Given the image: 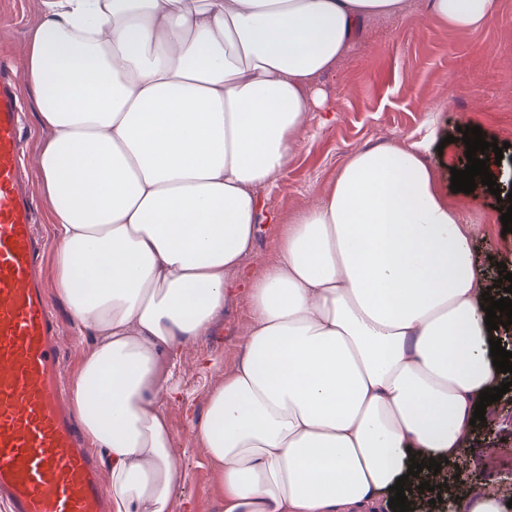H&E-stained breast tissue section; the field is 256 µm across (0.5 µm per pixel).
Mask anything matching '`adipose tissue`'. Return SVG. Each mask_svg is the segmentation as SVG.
Masks as SVG:
<instances>
[{
  "label": "adipose tissue",
  "mask_w": 512,
  "mask_h": 512,
  "mask_svg": "<svg viewBox=\"0 0 512 512\" xmlns=\"http://www.w3.org/2000/svg\"><path fill=\"white\" fill-rule=\"evenodd\" d=\"M402 0H41L20 64L40 124L60 293L94 340L70 382L105 460L112 512H170L172 436L158 364L237 289L241 355L192 429L215 512H376L411 453L470 450L497 377L473 232L423 142L349 156L330 192L243 265L311 82L359 24ZM457 29L496 0H430ZM276 225L265 224V222L256 225L252 251L244 258V264L254 273H259L265 265L278 257L279 231Z\"/></svg>",
  "instance_id": "ef3b65f1"
}]
</instances>
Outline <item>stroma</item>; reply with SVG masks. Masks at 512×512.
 Masks as SVG:
<instances>
[{
  "mask_svg": "<svg viewBox=\"0 0 512 512\" xmlns=\"http://www.w3.org/2000/svg\"><path fill=\"white\" fill-rule=\"evenodd\" d=\"M430 0H409L401 14L364 23L353 48L319 75L321 104L309 113L297 146L274 181L259 188L265 210L281 223L325 196L348 157L357 151L428 139L422 157L440 194L475 229L474 261L484 286L503 296L498 263L512 273V233H504L499 204L487 186L452 192V169L467 158L454 136L461 127H480L485 141L504 143L512 157V0H496L497 15L475 30L449 27L430 17ZM40 18L39 0H0V55L18 61ZM43 266L49 301L62 329V370L71 378L93 342L80 329L59 293L55 253ZM250 315L245 296L228 298L204 336L176 351L180 395H159L177 456L179 480L171 512H214L216 485L206 450L192 433L191 415H202L209 392L224 381L241 354L237 329ZM469 457L444 467L460 499L476 485L497 489L512 500V401L501 398L495 412L471 429Z\"/></svg>",
  "mask_w": 512,
  "mask_h": 512,
  "instance_id": "obj_1",
  "label": "stroma"
}]
</instances>
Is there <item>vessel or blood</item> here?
<instances>
[{
  "label": "vessel or blood",
  "instance_id": "obj_1",
  "mask_svg": "<svg viewBox=\"0 0 512 512\" xmlns=\"http://www.w3.org/2000/svg\"><path fill=\"white\" fill-rule=\"evenodd\" d=\"M17 76L0 64V500L10 512H107L102 468L59 376L60 327L39 273L23 179Z\"/></svg>",
  "mask_w": 512,
  "mask_h": 512
}]
</instances>
